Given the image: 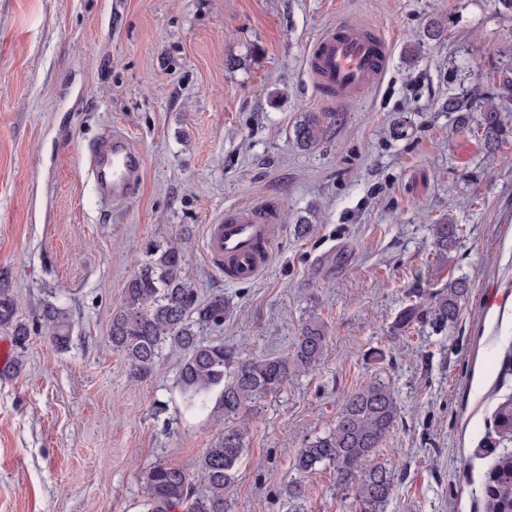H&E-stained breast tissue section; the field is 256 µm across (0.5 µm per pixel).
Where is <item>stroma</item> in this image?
Segmentation results:
<instances>
[{"label": "stroma", "mask_w": 512, "mask_h": 512, "mask_svg": "<svg viewBox=\"0 0 512 512\" xmlns=\"http://www.w3.org/2000/svg\"><path fill=\"white\" fill-rule=\"evenodd\" d=\"M433 17L444 35L427 41ZM343 20L384 33L389 68L304 150L293 129L323 109L307 51ZM511 75L512 11L495 0H0V271L27 320L51 289L74 320L68 350L33 335L20 371L0 373V512H144L149 468L194 470L223 432L215 401L183 411L180 354L136 380L108 338L138 259L178 235L200 300L230 301L204 340L248 359L327 328L319 363L255 404L234 512H355L329 466L301 507L284 489L298 450L375 378L401 410L374 455L396 473L388 512H486L512 450L492 427L512 396V125L489 153L440 106L465 93L512 114ZM115 127L144 170L105 205L85 158ZM264 204L281 227L270 265L225 280L208 224ZM447 219L462 232L441 258L432 227ZM461 275L472 289L436 332L430 299ZM413 289L422 315L397 330Z\"/></svg>", "instance_id": "35a3bbf8"}]
</instances>
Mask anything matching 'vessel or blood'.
Instances as JSON below:
<instances>
[{"instance_id":"b4317fda","label":"vessel or blood","mask_w":512,"mask_h":512,"mask_svg":"<svg viewBox=\"0 0 512 512\" xmlns=\"http://www.w3.org/2000/svg\"><path fill=\"white\" fill-rule=\"evenodd\" d=\"M390 44L371 27L351 21L336 24L311 45L307 73L329 106L363 95L384 77ZM88 174L103 203L129 199L143 175L139 148L123 131L105 135L90 151ZM277 213L262 206L225 210L206 231V256L225 279L255 280L269 265L278 236Z\"/></svg>"}]
</instances>
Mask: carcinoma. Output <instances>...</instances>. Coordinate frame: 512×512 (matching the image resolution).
I'll return each instance as SVG.
<instances>
[{"instance_id":"1","label":"carcinoma","mask_w":512,"mask_h":512,"mask_svg":"<svg viewBox=\"0 0 512 512\" xmlns=\"http://www.w3.org/2000/svg\"><path fill=\"white\" fill-rule=\"evenodd\" d=\"M445 112L457 113V126L469 125L474 112H480L484 146L492 151L507 128V117L498 104L478 106L465 94L442 104ZM336 112H307L294 129L300 147L309 149L323 137ZM461 232L457 224H435L433 246L447 254ZM470 280L457 277L435 298L430 322L437 330L455 323L462 301L469 293ZM229 302L215 295L206 303L198 301L192 286L189 259L183 238L176 237L146 252L134 276L126 283L121 306L112 315L109 339L112 349L128 362L131 375L143 378L151 373L164 348L182 354L178 386L189 410L203 406L211 392L221 388L224 434L198 460L193 476L186 469L165 462L155 463L145 475L146 512H233L232 490L245 452L249 432L247 421L254 404L277 394L291 373L310 369L322 358L327 336L323 324H306L291 356L263 355L239 359L221 342H205L198 335L203 325L224 322ZM0 329L11 334L22 349L32 332L43 331L59 348L69 346L72 322L68 308L57 299L43 304L36 326L20 317L9 289L0 288ZM399 416V406L389 385L369 381L351 393L336 417V426L323 437L299 449L294 459L297 476L288 481V501L298 504L308 494L305 477L326 463L336 467V490L354 496L359 512H387L394 493L395 473L389 467L365 462L389 435ZM498 432L512 435V398L504 401L494 416ZM489 512H512V453H504L488 477L486 486Z\"/></svg>"}]
</instances>
